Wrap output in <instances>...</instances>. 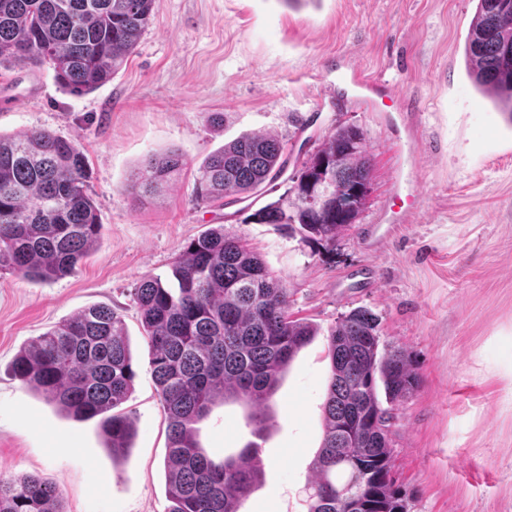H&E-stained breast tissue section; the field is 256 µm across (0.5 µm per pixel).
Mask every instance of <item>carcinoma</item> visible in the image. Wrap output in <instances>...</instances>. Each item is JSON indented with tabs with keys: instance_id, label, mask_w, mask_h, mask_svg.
<instances>
[{
	"instance_id": "carcinoma-1",
	"label": "carcinoma",
	"mask_w": 512,
	"mask_h": 512,
	"mask_svg": "<svg viewBox=\"0 0 512 512\" xmlns=\"http://www.w3.org/2000/svg\"><path fill=\"white\" fill-rule=\"evenodd\" d=\"M154 0H0V67L50 65L75 95L109 82L147 28ZM512 0H477L465 48L476 89L512 121ZM283 146L273 135L243 134L206 156L194 172L199 203L247 199L280 178ZM185 162L170 150L134 174L128 191L159 195ZM279 198L252 212L258 224L296 229L332 243L365 205L370 184L363 133L340 126L289 178ZM86 158L49 129L0 134V273L47 282L73 273L101 236ZM172 290L146 276L134 288L149 365L168 421V512H238L263 472L258 446L214 458L197 441L212 407H249L256 430L281 373L318 327L288 313V288L224 225L180 246ZM331 374L321 448L313 460L306 512H408L394 475L390 435L399 406L419 384L407 351L381 340L378 318L356 308L329 330ZM13 375L72 418L99 419L105 447L125 453L135 436L119 411L136 371L122 316L92 305L31 339ZM0 512H62V490L36 475L0 473Z\"/></svg>"
}]
</instances>
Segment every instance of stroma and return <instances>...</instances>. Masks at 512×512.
I'll return each mask as SVG.
<instances>
[{
  "label": "stroma",
  "mask_w": 512,
  "mask_h": 512,
  "mask_svg": "<svg viewBox=\"0 0 512 512\" xmlns=\"http://www.w3.org/2000/svg\"><path fill=\"white\" fill-rule=\"evenodd\" d=\"M476 6L154 0L127 66L88 93L62 90L46 64L0 68V133L46 128L73 140L103 225L68 276L0 275V470L58 484L64 512H166L167 419L132 290L147 275L171 281L181 244L220 225L283 278L290 313L319 328L267 402L261 434L239 401L215 406L200 427L215 457L261 447V481L239 512H305L324 435L327 331L358 307L420 376L393 427L408 512H512V121L466 74ZM348 66L387 85L405 110L355 102L336 78ZM344 125L364 134L372 190L334 243L247 221L240 201H195L193 169L225 142L277 136L292 174ZM171 149L186 166L166 195L129 194L138 166ZM397 194L400 223L373 241ZM95 304L121 314L137 372L122 406L136 433L117 457L98 420L66 416L11 370L25 342Z\"/></svg>",
  "instance_id": "obj_1"
}]
</instances>
